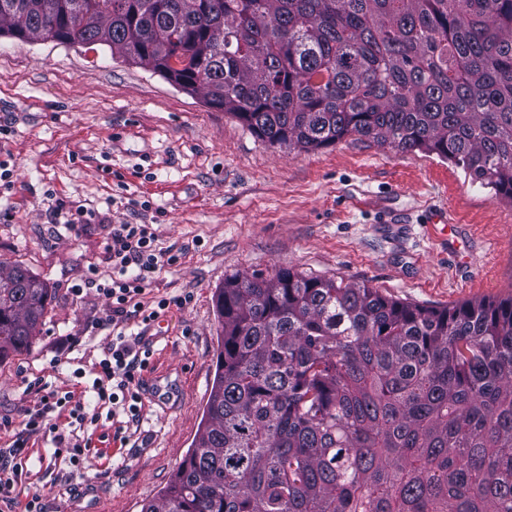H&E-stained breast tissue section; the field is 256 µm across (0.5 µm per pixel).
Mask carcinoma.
<instances>
[{"label":"carcinoma","instance_id":"obj_1","mask_svg":"<svg viewBox=\"0 0 512 512\" xmlns=\"http://www.w3.org/2000/svg\"><path fill=\"white\" fill-rule=\"evenodd\" d=\"M112 53L314 151L435 154L512 205V0H0V36ZM50 293L0 272V359ZM204 423L141 512H512V294L426 306L232 273Z\"/></svg>","mask_w":512,"mask_h":512}]
</instances>
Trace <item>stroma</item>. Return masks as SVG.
<instances>
[{
  "label": "stroma",
  "instance_id": "35a3bbf8",
  "mask_svg": "<svg viewBox=\"0 0 512 512\" xmlns=\"http://www.w3.org/2000/svg\"><path fill=\"white\" fill-rule=\"evenodd\" d=\"M79 209L96 218L70 230ZM440 212L457 219L453 234L431 223ZM116 224L153 225L158 248L178 254L147 294L171 304L126 323L150 352L138 418L121 410L76 430L61 416V435L94 449L77 466L52 435L28 437L22 485L46 512H141L169 484L202 425L226 275L289 268L428 306L512 294V205L451 162L354 136L273 148L108 46L0 36V265H22L51 294L32 347L0 360V448L44 391L90 389L110 310L71 288L93 270L110 278Z\"/></svg>",
  "mask_w": 512,
  "mask_h": 512
}]
</instances>
